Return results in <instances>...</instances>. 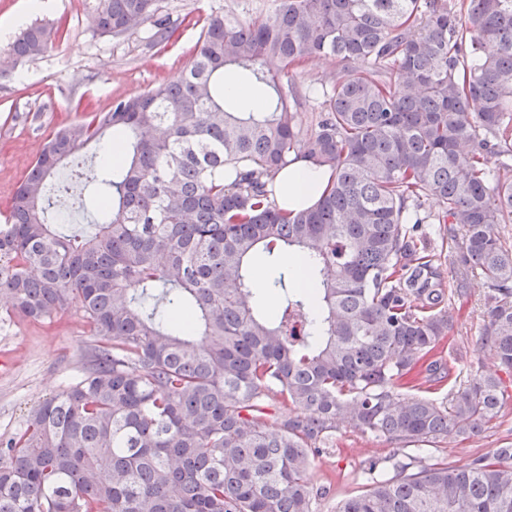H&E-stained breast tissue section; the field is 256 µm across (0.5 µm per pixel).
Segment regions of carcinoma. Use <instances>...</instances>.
Wrapping results in <instances>:
<instances>
[{
  "mask_svg": "<svg viewBox=\"0 0 512 512\" xmlns=\"http://www.w3.org/2000/svg\"><path fill=\"white\" fill-rule=\"evenodd\" d=\"M156 2L97 0V26L121 36L151 22L167 40ZM55 38L34 24L8 56L35 59ZM317 55L343 63L331 88H284ZM229 70L258 107L225 97ZM310 98L321 112L309 123L293 108ZM291 157L332 171L296 212L266 189ZM65 168L89 231L56 228ZM428 221L448 225L459 274L490 287L482 345L511 372L512 242L499 227L512 224V0H277L258 19L209 15L179 82L58 130L12 199L0 294L43 324L78 309L97 344L0 441V512H314L327 490L311 464L340 420L407 445L478 434L508 397L501 378L446 402L402 393L452 326L455 280L428 254ZM259 249L302 259L291 286L269 282V317L247 272ZM413 462L390 478L365 462L370 488L336 512H512V448L462 467Z\"/></svg>",
  "mask_w": 512,
  "mask_h": 512,
  "instance_id": "1",
  "label": "carcinoma"
}]
</instances>
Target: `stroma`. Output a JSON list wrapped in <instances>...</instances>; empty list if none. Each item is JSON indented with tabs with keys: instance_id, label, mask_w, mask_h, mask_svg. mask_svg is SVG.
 I'll return each mask as SVG.
<instances>
[{
	"instance_id": "obj_1",
	"label": "stroma",
	"mask_w": 512,
	"mask_h": 512,
	"mask_svg": "<svg viewBox=\"0 0 512 512\" xmlns=\"http://www.w3.org/2000/svg\"><path fill=\"white\" fill-rule=\"evenodd\" d=\"M26 3L0 0V22L22 12L26 24L54 26L59 35L43 55L18 63L10 77L0 78V220L39 146L59 128L108 111L116 98L177 80L192 56L199 22L208 15L231 6L256 18L274 6V0H157L158 18L175 33L155 45L149 23L121 37L102 33L95 21L96 0H43L42 8L31 12ZM488 292V284L472 276L462 293L452 296L453 324L437 354L451 378L434 380L426 364H419L413 392L444 401L450 382L493 374L502 378L509 396L499 418L477 436L425 444L426 461L461 466L474 455L512 444V374L482 347ZM93 345L81 312L73 309L50 325L18 315L0 320V439L16 432L34 407L59 395L81 373ZM404 452L402 443L340 423L327 452L312 464L313 485L328 490L316 501L315 512H336L340 501L366 491L361 476L366 460Z\"/></svg>"
}]
</instances>
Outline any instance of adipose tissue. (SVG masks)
Returning <instances> with one entry per match:
<instances>
[{
	"instance_id": "adipose-tissue-1",
	"label": "adipose tissue",
	"mask_w": 512,
	"mask_h": 512,
	"mask_svg": "<svg viewBox=\"0 0 512 512\" xmlns=\"http://www.w3.org/2000/svg\"><path fill=\"white\" fill-rule=\"evenodd\" d=\"M331 176L328 167L310 160H296L273 179L279 207L286 211L307 208L317 202Z\"/></svg>"
}]
</instances>
